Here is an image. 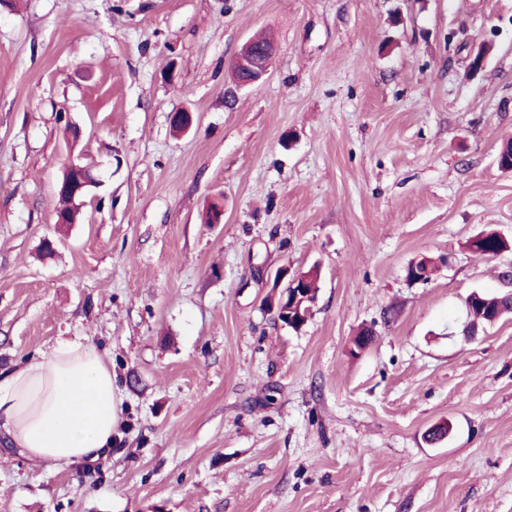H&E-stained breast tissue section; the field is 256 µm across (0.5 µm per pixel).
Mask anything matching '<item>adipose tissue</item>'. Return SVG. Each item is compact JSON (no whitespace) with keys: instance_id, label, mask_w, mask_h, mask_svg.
Wrapping results in <instances>:
<instances>
[{"instance_id":"1","label":"adipose tissue","mask_w":512,"mask_h":512,"mask_svg":"<svg viewBox=\"0 0 512 512\" xmlns=\"http://www.w3.org/2000/svg\"><path fill=\"white\" fill-rule=\"evenodd\" d=\"M119 404L111 367L79 337L0 369V433L33 460L65 467L106 458L123 421Z\"/></svg>"}]
</instances>
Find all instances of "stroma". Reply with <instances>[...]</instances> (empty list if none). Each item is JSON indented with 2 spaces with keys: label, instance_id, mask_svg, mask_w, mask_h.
<instances>
[{
  "label": "stroma",
  "instance_id": "35a3bbf8",
  "mask_svg": "<svg viewBox=\"0 0 512 512\" xmlns=\"http://www.w3.org/2000/svg\"><path fill=\"white\" fill-rule=\"evenodd\" d=\"M263 31L269 78L228 100ZM510 138L512 0L0 7V368L86 337L123 416L64 469L0 440V512H512V316L465 306L512 292ZM73 162L99 184L59 224ZM313 266L295 331L267 298ZM507 241L496 232H485L471 241L472 250L483 256H495L507 247ZM511 298L507 293L488 295L482 292H472L466 299L467 312L472 318L471 328L479 324H491L500 318L512 314ZM499 317L497 319L496 316Z\"/></svg>",
  "mask_w": 512,
  "mask_h": 512
}]
</instances>
